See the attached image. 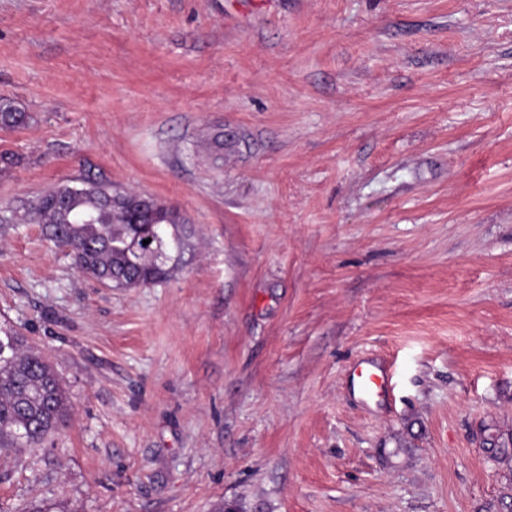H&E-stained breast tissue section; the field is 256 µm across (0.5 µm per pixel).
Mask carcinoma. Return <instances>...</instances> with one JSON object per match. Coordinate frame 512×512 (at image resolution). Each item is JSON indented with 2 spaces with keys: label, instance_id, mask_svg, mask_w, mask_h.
Instances as JSON below:
<instances>
[{
  "label": "carcinoma",
  "instance_id": "cac0c4a2",
  "mask_svg": "<svg viewBox=\"0 0 512 512\" xmlns=\"http://www.w3.org/2000/svg\"><path fill=\"white\" fill-rule=\"evenodd\" d=\"M30 116L0 99V127L20 128ZM68 199L59 210L44 194L30 217L46 225L51 240L69 249L79 272L109 287L135 288L166 278L170 268L152 265L156 251L182 250L179 235L149 237L152 224L176 230L180 211L151 196L120 190L107 181ZM148 244H143L144 240ZM70 404L59 372L10 329H0V448H33L68 416Z\"/></svg>",
  "mask_w": 512,
  "mask_h": 512
}]
</instances>
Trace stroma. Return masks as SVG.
Here are the masks:
<instances>
[{
	"label": "stroma",
	"mask_w": 512,
	"mask_h": 512,
	"mask_svg": "<svg viewBox=\"0 0 512 512\" xmlns=\"http://www.w3.org/2000/svg\"><path fill=\"white\" fill-rule=\"evenodd\" d=\"M0 98V326L71 404L0 512H512V0H0ZM88 179L184 215L166 279L29 221ZM30 116L18 109L12 101L0 99V127L20 128L29 123ZM362 365H365L363 367ZM387 368L375 359H366L360 364L359 370L353 373V385L355 378L358 389L365 400L374 401L379 405L389 398V392L386 389Z\"/></svg>",
	"instance_id": "obj_1"
}]
</instances>
